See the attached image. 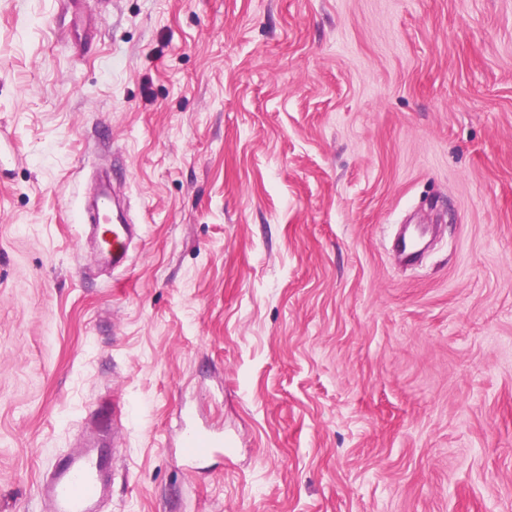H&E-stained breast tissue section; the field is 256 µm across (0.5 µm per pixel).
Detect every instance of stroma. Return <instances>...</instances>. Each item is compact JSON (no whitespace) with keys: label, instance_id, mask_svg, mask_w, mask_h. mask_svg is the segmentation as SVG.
Returning <instances> with one entry per match:
<instances>
[{"label":"stroma","instance_id":"stroma-1","mask_svg":"<svg viewBox=\"0 0 512 512\" xmlns=\"http://www.w3.org/2000/svg\"><path fill=\"white\" fill-rule=\"evenodd\" d=\"M105 396L104 512H512V0H0V512ZM112 204V217H111ZM96 216L93 226V234L96 239V252L105 263L111 264L112 268L122 267L126 264L128 250L136 234L135 224L114 219V199L107 190H103L97 200ZM111 224L110 228L102 227ZM184 434L180 440L182 454L187 459H197L219 451L229 445L223 436H217L183 423Z\"/></svg>","mask_w":512,"mask_h":512}]
</instances>
